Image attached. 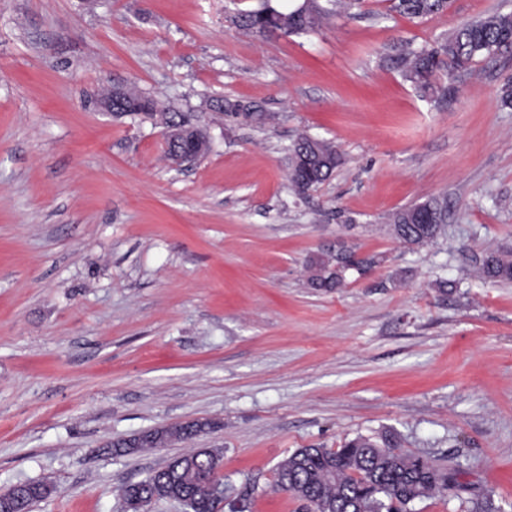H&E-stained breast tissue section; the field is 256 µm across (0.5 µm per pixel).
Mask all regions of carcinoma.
<instances>
[{"mask_svg": "<svg viewBox=\"0 0 512 512\" xmlns=\"http://www.w3.org/2000/svg\"><path fill=\"white\" fill-rule=\"evenodd\" d=\"M305 0L304 7L290 8L278 0H256L248 10L229 16L230 24L260 35L290 36L307 33L338 8L351 9L358 0ZM449 0H395L392 10L412 19H426L448 9ZM512 46V13H495L457 26L444 40L430 47L413 50L397 59L404 80L417 89L435 90L434 81L445 75L451 79L472 70L480 57H491L503 47ZM126 108L113 106L115 115H140L146 119L161 116L166 122L183 127L190 115L160 111L158 102L132 86L124 87ZM221 114L246 124L266 119L253 104L222 99ZM202 135L191 133L181 141H164V153L200 149ZM337 147L326 140L299 136L289 148L287 179L289 189L303 197L322 184L341 164ZM443 210L435 199L403 207L389 216V224L400 243L423 247L434 242L443 229ZM378 260L374 256L357 259L342 245L334 253L313 260L309 285L332 292L344 286L353 270L364 274ZM476 276L493 285L512 283V251L487 250L476 259ZM209 426L191 422L171 430L152 429L112 444L113 453L124 456L143 448H161L173 441H188ZM212 453L205 448L175 456L161 469L143 479L126 484L122 498L134 499L148 507L167 497L176 498L188 512H215L211 476L215 474ZM276 483L305 502L306 512H410L414 501L441 495L451 488L448 471L440 464L406 452L396 436L386 431L379 436L359 435L336 450L299 448L279 463ZM14 491V509L31 512L32 506L51 496L52 484L28 480Z\"/></svg>", "mask_w": 512, "mask_h": 512, "instance_id": "1", "label": "carcinoma"}]
</instances>
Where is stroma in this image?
Returning a JSON list of instances; mask_svg holds the SVG:
<instances>
[{
  "mask_svg": "<svg viewBox=\"0 0 512 512\" xmlns=\"http://www.w3.org/2000/svg\"><path fill=\"white\" fill-rule=\"evenodd\" d=\"M252 3L0 0V492L43 479L33 512H124L121 486L219 448L247 512H303L283 459L390 430L452 477L414 512H512V284L472 276L512 248V47L448 95L395 64L512 0L423 20L361 0L288 37L228 22ZM115 84L195 113L209 152L171 167L159 120L99 110ZM217 95L268 119L211 112ZM302 133L343 163L299 198ZM433 197L442 234L404 247L389 215ZM342 243L379 264L309 288ZM194 420L210 427L191 442L110 450Z\"/></svg>",
  "mask_w": 512,
  "mask_h": 512,
  "instance_id": "obj_1",
  "label": "stroma"
}]
</instances>
